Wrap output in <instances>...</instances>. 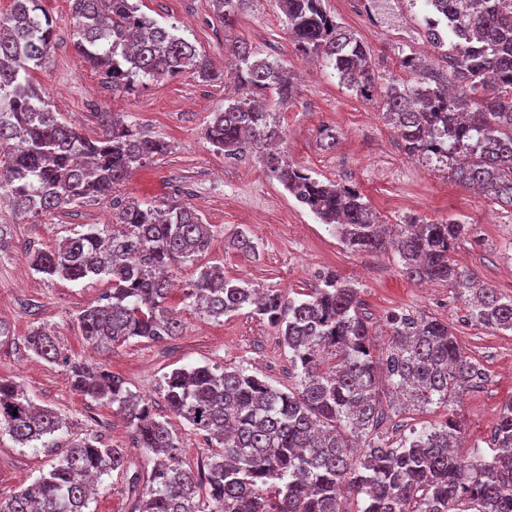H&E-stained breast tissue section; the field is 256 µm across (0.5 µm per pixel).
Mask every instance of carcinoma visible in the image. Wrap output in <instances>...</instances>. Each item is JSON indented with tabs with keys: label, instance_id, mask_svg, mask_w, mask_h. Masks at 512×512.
Here are the masks:
<instances>
[{
	"label": "carcinoma",
	"instance_id": "cac0c4a2",
	"mask_svg": "<svg viewBox=\"0 0 512 512\" xmlns=\"http://www.w3.org/2000/svg\"><path fill=\"white\" fill-rule=\"evenodd\" d=\"M224 26L249 0H213ZM463 31L465 40L427 27L444 51L447 72L414 56L401 67L416 75L385 88V117L405 152L448 170L456 183L477 188L512 208V0H423ZM295 50L317 58L339 83L361 97L375 88L369 51L327 12L323 0H277ZM82 64L100 72L112 93H131L147 80L187 71L205 82L224 79L179 26L159 25L133 0H72ZM53 20L40 0H13L0 15V201L34 218L87 201L109 200L112 227L90 224L49 248L28 249L31 269L69 281L107 279V289L77 315L89 344L112 350L131 339L163 342L181 332L169 305L170 276L178 263L209 250L217 230L188 202L160 204L114 189L132 172L169 151L112 112L95 114L100 135L89 138L60 121L30 79L53 48ZM227 105L213 113L205 136L227 158L280 138L269 97L294 93L288 67L243 45L230 48ZM268 175L330 227L352 252L392 247L402 271L416 281L446 282L468 318L491 330L512 331V296H506L451 259L467 225L456 219L400 225L393 238L355 188L325 183L281 154H261ZM183 301L218 319L244 308L276 329L292 352L298 382L283 391L237 367L178 368L159 384L170 411L221 451L192 469L180 459L169 422L132 393L106 366L62 356L41 328L27 347L49 363L63 361L72 386L114 407L134 444L153 454L145 483L129 478L134 512H345L341 497L363 496L360 512H512V397L495 426L491 460L465 466L452 454L459 427L451 419L414 428L398 445L377 434L382 420L380 383L417 411L456 401L483 374L464 356L448 324L400 310L386 318L381 349L363 318L358 291L330 273L308 298L256 289L204 266ZM61 415L34 405L15 382L0 380V430L15 442L57 457L50 470L7 500L0 512H87L90 480L128 473V458L101 438L59 444ZM207 487L206 499L200 490Z\"/></svg>",
	"mask_w": 512,
	"mask_h": 512
}]
</instances>
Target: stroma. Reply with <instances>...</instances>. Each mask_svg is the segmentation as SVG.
<instances>
[{"mask_svg":"<svg viewBox=\"0 0 512 512\" xmlns=\"http://www.w3.org/2000/svg\"><path fill=\"white\" fill-rule=\"evenodd\" d=\"M143 13L180 33L216 67H224L228 47L245 43L287 62L296 78V93L280 106L278 148L288 160L320 180L357 187L380 219L399 224L409 217L426 221L456 218L469 232L451 254L499 292L512 295V209L494 205L469 188L450 182L447 174L409 159L395 129L386 123L382 96L363 99L342 86L328 71L310 76L288 38L276 0H250L232 26H224L211 0H137ZM72 0H42L55 27L54 47L46 65L33 72L61 121L88 137L99 133L96 113L118 112L169 144L167 154L138 168L119 188L122 197L156 203L180 199L194 205L218 233L209 252L173 271L180 336L163 343L133 339L111 351L92 352L76 317L107 288L106 282L76 283L31 270L30 244L51 246L91 224L112 221L110 204L92 201L38 218L15 214L0 203V224L16 227L8 248L0 251V378L19 384L35 404L58 411L65 420L61 439L103 436L126 449L128 474L102 476L89 504L90 512H131L129 474L147 476L150 453L133 447L131 429L111 406L82 396L65 365L39 359L24 346L36 327L52 330L70 358L94 360L120 374L131 391L149 399L158 419L168 421L186 465L196 466L216 445L195 434L170 412L159 382L176 368L239 366L280 389L294 387L297 374L290 352L268 321L241 310L220 320L180 308L182 290L202 266H219L225 277L281 293H309L324 274L333 272L351 283L362 300V313L379 331L378 346L388 341L381 324L399 309L417 310L448 323L460 348L484 369L457 402L421 413L386 398V419L378 433L395 442L421 421L453 419L461 428L456 454L467 462L490 458L494 426L503 402L512 396V331H491L467 319V310L444 282L417 284L401 271L393 253L348 250L307 208L269 177L257 154L228 159L205 138L212 112L223 108L230 84L204 83L192 73L171 80H151L134 94H113L99 72L78 62L73 48ZM337 22L367 46L379 86L392 80L412 81L400 66L402 57L419 54L428 38L420 5L413 0H374L376 21L353 9L351 0H324ZM337 136L328 146L323 131ZM244 232L256 254L232 245ZM55 458L39 448L23 447L0 432V499L50 469Z\"/></svg>","mask_w":512,"mask_h":512,"instance_id":"1","label":"stroma"}]
</instances>
